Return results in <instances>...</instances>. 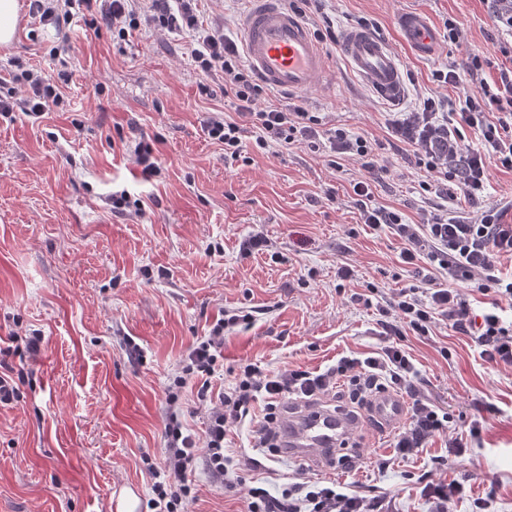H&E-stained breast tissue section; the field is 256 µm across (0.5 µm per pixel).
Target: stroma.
<instances>
[{
	"label": "stroma",
	"mask_w": 512,
	"mask_h": 512,
	"mask_svg": "<svg viewBox=\"0 0 512 512\" xmlns=\"http://www.w3.org/2000/svg\"><path fill=\"white\" fill-rule=\"evenodd\" d=\"M413 12L444 39L446 22L457 21L463 41L415 55L399 26ZM302 15L311 25L331 19L340 33L371 24L399 59L404 105L436 94L433 71L471 54L491 58L484 75L496 77L508 41L484 0H307ZM97 16L80 11L59 29L24 10L13 42L0 48V95L16 88L21 67L62 91L44 117L0 118V338H43L37 354L8 359L19 397L0 406V512H115L128 490L137 512H151L148 468L162 462L165 388L225 311L247 310L254 320L226 337L222 368L180 393L183 422L200 442L208 424L200 387L218 397L248 363L320 372L342 356L380 352L384 310L399 289L424 284L400 263L398 237L361 223L352 193L364 174L359 161L335 168L304 144L264 151L251 133L247 160L225 159L205 131L224 94L200 93L192 35L143 26L121 39L95 29ZM326 64L328 83L303 96L308 111L324 128L384 141L388 102L338 47L328 48ZM141 140L156 150L157 178L144 179L135 162ZM384 159L395 176L376 183V202L419 223L429 206L423 171L406 150ZM122 190L144 202L145 216L113 212L112 195ZM258 232L269 250L243 256ZM343 264L354 275L340 283ZM356 293L364 302H352ZM130 342L141 361L128 358ZM405 345L421 395L448 412L449 433L403 460L392 433L365 424L360 467L339 483L385 498L391 512H431L424 482L455 479L470 497L453 512H471L473 499L487 496L495 512H512V370L483 361L444 320ZM483 415L481 447L449 457V436L467 437ZM256 430L250 420L236 424L228 448L253 452ZM256 455L259 468L232 491L195 467L184 512H245L250 488L277 494L297 478H323L304 461ZM376 455L390 466L377 469Z\"/></svg>",
	"instance_id": "1"
}]
</instances>
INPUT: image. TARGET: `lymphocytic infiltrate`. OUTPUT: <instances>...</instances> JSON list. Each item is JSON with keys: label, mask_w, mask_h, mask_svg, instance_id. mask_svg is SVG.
Returning <instances> with one entry per match:
<instances>
[{"label": "lymphocytic infiltrate", "mask_w": 512, "mask_h": 512, "mask_svg": "<svg viewBox=\"0 0 512 512\" xmlns=\"http://www.w3.org/2000/svg\"><path fill=\"white\" fill-rule=\"evenodd\" d=\"M195 0H110L100 11L102 22L126 37L129 31L147 24L168 31L199 33L194 58L202 75L224 82V96L237 117L225 119L216 112L205 130L210 139L224 146L225 158L236 160L243 153L246 129L257 132L255 144L263 150L304 143L312 152H329L335 158H358L367 175L352 185L360 219L372 229L387 228L404 243L400 260L414 267L427 261L432 270L452 280H466L478 291H493L498 299L482 316H474L467 296L455 288L400 289L391 309L393 320L383 322L388 344L374 356H344L326 371L311 374L284 370L267 374L256 365L241 367L218 405L209 410L205 443L184 428L180 420L179 391L187 381L215 373L222 357L224 339L238 326L249 323L246 311L225 314L217 320L209 336L190 350L178 375L166 390L163 464L151 468L153 512H180L192 496L190 475L196 463H203L210 476L224 489H236L243 468L257 467L253 458L239 459L228 453L225 440L232 426L250 415L257 398H265V413L259 425V444L271 454H279L278 421L288 400L310 399L345 383L353 388V404L364 406L375 392L394 389L412 398L409 421L394 436L393 448L403 457L422 452L434 437L448 430L449 416L419 394L420 375L403 345L406 334L429 336L436 320L447 319L451 328L467 336L480 350L481 358L492 365L512 369V321L500 314V301L512 303V274L502 273L501 261L512 260V224L502 222L497 211L477 209L489 180V163L512 171V66H500L497 79L483 78L489 58L468 57L464 67L448 65L432 73L441 92L422 96L414 105L389 113L388 137L373 143L342 127L323 128L318 116L304 106L291 103L282 107L265 105L267 88L244 63L236 43L223 27L199 32ZM476 82L475 92L459 100L448 99L444 90L459 85L462 75ZM21 80L29 85L26 95L0 97V116L23 112L41 117L60 102L56 86L25 70ZM477 135L479 147L463 144L461 127ZM407 146L416 166L426 174L420 186L440 203L426 211L421 223L405 222L396 209L375 203L372 184L389 178V166L376 164L374 157L383 147ZM456 186L474 212L452 216L446 199L449 186ZM246 512H388L383 499L347 492L343 485L304 481L280 495L265 488L249 490Z\"/></svg>", "instance_id": "f902f5d3"}]
</instances>
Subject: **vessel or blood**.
Listing matches in <instances>:
<instances>
[{
    "label": "vessel or blood",
    "mask_w": 512,
    "mask_h": 512,
    "mask_svg": "<svg viewBox=\"0 0 512 512\" xmlns=\"http://www.w3.org/2000/svg\"><path fill=\"white\" fill-rule=\"evenodd\" d=\"M239 26L246 61L269 86L308 92L326 83L325 52L308 24L288 10L285 0H250ZM401 27L419 55L439 53L438 34L423 15L403 16ZM340 51L370 88L388 98L399 95L402 70L398 59L370 30L348 27ZM406 411V401L389 390L376 393L359 415H345L316 401H292L280 419L281 445L289 457L308 460L330 473L336 468L337 455L356 447L365 423L387 429L402 422Z\"/></svg>",
    "instance_id": "vessel-or-blood-1"
}]
</instances>
